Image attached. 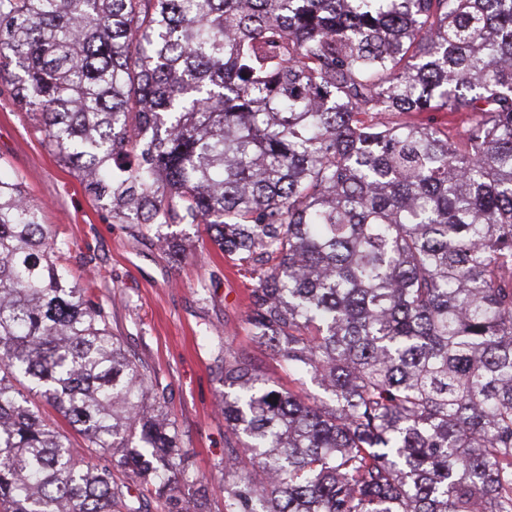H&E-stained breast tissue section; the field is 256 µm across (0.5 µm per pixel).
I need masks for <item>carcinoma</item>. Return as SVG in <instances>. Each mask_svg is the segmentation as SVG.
<instances>
[{
    "instance_id": "cac0c4a2",
    "label": "carcinoma",
    "mask_w": 512,
    "mask_h": 512,
    "mask_svg": "<svg viewBox=\"0 0 512 512\" xmlns=\"http://www.w3.org/2000/svg\"><path fill=\"white\" fill-rule=\"evenodd\" d=\"M6 76L112 223L204 225L318 387L219 346L225 512H512V0H0ZM68 251L0 170V512H204ZM32 401H34L38 406H40L43 417L46 419L48 423H50L54 427H58L61 431L66 432L71 437L75 448H79L82 452L86 451L87 448H84V442L82 437L76 433L71 427L67 424V422L51 407L44 405L38 398L29 397Z\"/></svg>"
}]
</instances>
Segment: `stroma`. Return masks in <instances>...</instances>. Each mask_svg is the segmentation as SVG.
I'll return each mask as SVG.
<instances>
[{"mask_svg":"<svg viewBox=\"0 0 512 512\" xmlns=\"http://www.w3.org/2000/svg\"><path fill=\"white\" fill-rule=\"evenodd\" d=\"M0 168L17 175L29 198L42 205L44 223L70 245L65 261L77 282L90 289L112 333L164 388L184 465L203 478L196 494L207 512H224V476L218 465L229 434L219 408L224 384L214 339L223 338L280 387L294 386L279 357L249 335L243 320L248 281L210 243L203 227H168L186 250L175 263L154 234L140 238L128 225L113 223L48 148L34 121L17 110L10 84L1 80Z\"/></svg>","mask_w":512,"mask_h":512,"instance_id":"stroma-1","label":"stroma"}]
</instances>
